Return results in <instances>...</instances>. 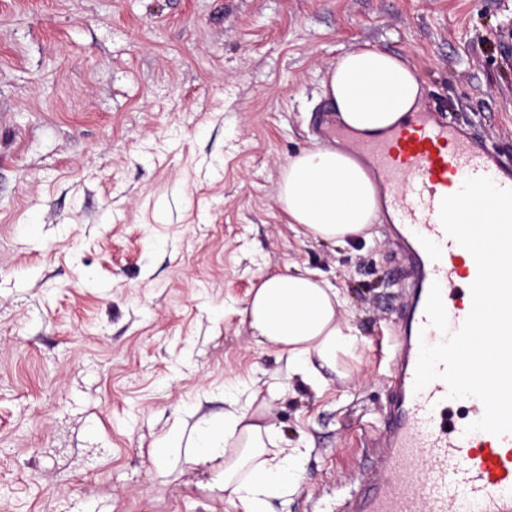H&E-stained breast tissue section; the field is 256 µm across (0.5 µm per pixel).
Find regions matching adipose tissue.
Instances as JSON below:
<instances>
[{"instance_id": "ef3b65f1", "label": "adipose tissue", "mask_w": 512, "mask_h": 512, "mask_svg": "<svg viewBox=\"0 0 512 512\" xmlns=\"http://www.w3.org/2000/svg\"><path fill=\"white\" fill-rule=\"evenodd\" d=\"M323 89L340 125L373 138L416 111L425 82L407 59L367 42L337 57ZM277 202L305 235L334 243L365 234L380 210L379 190L366 168L348 149L330 146L289 157ZM243 316L257 344L285 355L289 372L314 388L354 345L339 290L307 273L261 278ZM197 446L204 455L223 456L215 485L240 512H271L272 502L303 479L302 449L279 437L260 405L225 412L219 428L203 432Z\"/></svg>"}]
</instances>
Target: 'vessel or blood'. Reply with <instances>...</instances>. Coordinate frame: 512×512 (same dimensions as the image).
I'll return each instance as SVG.
<instances>
[{"instance_id": "obj_1", "label": "vessel or blood", "mask_w": 512, "mask_h": 512, "mask_svg": "<svg viewBox=\"0 0 512 512\" xmlns=\"http://www.w3.org/2000/svg\"><path fill=\"white\" fill-rule=\"evenodd\" d=\"M358 149L382 183L383 217H394L408 246L398 277L412 282L416 297L401 305L400 328L388 339L395 354L393 399L369 456L375 474L358 484L339 512H512V433L449 424L443 380L414 387L421 344H438L446 334L428 324L432 283L445 290L461 279L473 282L478 273L472 255L446 233L441 201L471 177L512 189V167L430 108L361 140Z\"/></svg>"}]
</instances>
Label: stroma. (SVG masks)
I'll list each match as a JSON object with an SVG mask.
<instances>
[{
    "label": "stroma",
    "instance_id": "obj_1",
    "mask_svg": "<svg viewBox=\"0 0 512 512\" xmlns=\"http://www.w3.org/2000/svg\"><path fill=\"white\" fill-rule=\"evenodd\" d=\"M366 42L512 166V0H0V512H236L195 442L252 395L308 448L273 512L358 484L406 253L381 221L299 234L276 186ZM288 268L336 285L357 333L318 390L242 316Z\"/></svg>",
    "mask_w": 512,
    "mask_h": 512
}]
</instances>
